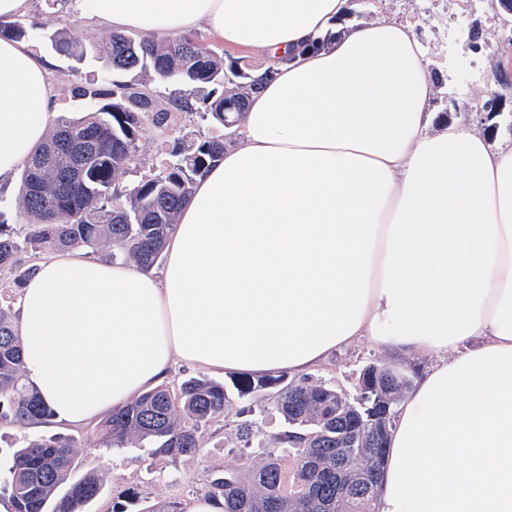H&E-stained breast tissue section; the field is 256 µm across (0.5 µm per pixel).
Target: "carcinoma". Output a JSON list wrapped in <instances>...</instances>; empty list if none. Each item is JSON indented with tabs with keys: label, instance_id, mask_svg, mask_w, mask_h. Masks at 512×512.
I'll return each mask as SVG.
<instances>
[{
	"label": "carcinoma",
	"instance_id": "cac0c4a2",
	"mask_svg": "<svg viewBox=\"0 0 512 512\" xmlns=\"http://www.w3.org/2000/svg\"><path fill=\"white\" fill-rule=\"evenodd\" d=\"M40 30L0 21V37L40 36L77 60L90 51L104 72L71 82L72 96L88 109L60 116L23 166L16 208L24 222L7 224L0 210V424L21 427L52 417L25 381L13 322L16 292L35 271L22 254L86 251L154 267L198 180L223 159L224 125L239 121L259 85L250 65L225 64L195 32L161 38L114 32L89 47L75 27L48 21ZM151 75L178 85L164 106L145 82ZM195 116L219 133H184ZM147 138L172 139L174 146L164 163L122 191L119 180L138 172ZM366 365L378 373L370 379L360 369L352 396L322 378L284 374L241 376L230 387L199 375L148 389L80 439L40 436L14 445L0 464V496L11 500L14 512H88L107 476L90 471L74 478L78 449L134 447L156 458H195L221 417L247 448L274 411L283 429L267 452L211 473L207 496L223 497L224 512H376L390 430L413 380L400 366L378 359ZM232 391L246 404L233 408ZM262 391L267 399L252 401ZM383 425L387 433L378 438Z\"/></svg>",
	"mask_w": 512,
	"mask_h": 512
}]
</instances>
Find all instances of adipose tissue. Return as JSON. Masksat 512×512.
<instances>
[{
	"instance_id": "1",
	"label": "adipose tissue",
	"mask_w": 512,
	"mask_h": 512,
	"mask_svg": "<svg viewBox=\"0 0 512 512\" xmlns=\"http://www.w3.org/2000/svg\"><path fill=\"white\" fill-rule=\"evenodd\" d=\"M77 2L147 37L206 24L271 73L161 272L36 261L14 314L54 420L88 424L177 365L301 376L366 338L435 357L398 406L377 512H512V142L459 122L430 134L414 25H346L349 0ZM51 67L0 38V187L55 126Z\"/></svg>"
}]
</instances>
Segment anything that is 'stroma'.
Instances as JSON below:
<instances>
[{
  "label": "stroma",
  "instance_id": "stroma-1",
  "mask_svg": "<svg viewBox=\"0 0 512 512\" xmlns=\"http://www.w3.org/2000/svg\"><path fill=\"white\" fill-rule=\"evenodd\" d=\"M350 5L348 21L352 24L377 18L417 22L419 38L435 69L444 76L430 106L432 131L451 121L480 130L469 107L474 100L493 94L500 97L503 118L512 117V45L503 42L504 34L512 31V22H504L494 13L491 0H350ZM477 23L486 38L498 44L497 55L470 49L468 31ZM371 359L421 370L429 363L426 355H393L364 339L337 349L313 374L350 393L358 370ZM207 437L197 460H155L141 448L81 449L78 458L82 470H103L109 475L106 490L91 504V512H112L118 493L130 486L135 487L138 497L128 503V512H148L160 502L184 504L205 495L209 472L236 465L241 454L231 450L223 424L211 427Z\"/></svg>",
  "mask_w": 512,
  "mask_h": 512
}]
</instances>
